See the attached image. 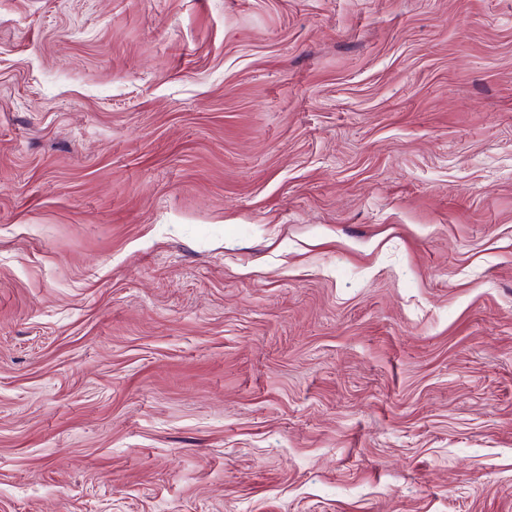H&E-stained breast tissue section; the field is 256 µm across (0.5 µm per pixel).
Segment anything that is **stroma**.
I'll return each mask as SVG.
<instances>
[{
    "mask_svg": "<svg viewBox=\"0 0 512 512\" xmlns=\"http://www.w3.org/2000/svg\"><path fill=\"white\" fill-rule=\"evenodd\" d=\"M0 512H512V0H0Z\"/></svg>",
    "mask_w": 512,
    "mask_h": 512,
    "instance_id": "stroma-1",
    "label": "stroma"
}]
</instances>
